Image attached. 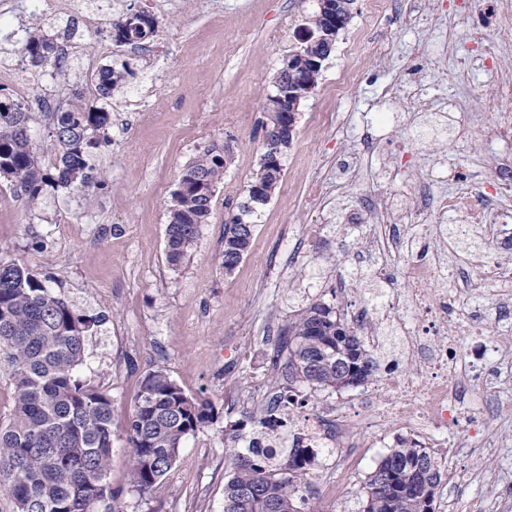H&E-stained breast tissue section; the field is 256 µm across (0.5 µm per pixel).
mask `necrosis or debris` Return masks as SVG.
<instances>
[{"label":"necrosis or debris","mask_w":512,"mask_h":512,"mask_svg":"<svg viewBox=\"0 0 512 512\" xmlns=\"http://www.w3.org/2000/svg\"><path fill=\"white\" fill-rule=\"evenodd\" d=\"M470 39L486 61L487 81L491 86L512 84V75L493 67L499 48L512 43V28L504 27L497 39L486 40L480 29H472ZM501 204L491 207L479 203L470 184L455 193L439 192L434 182L416 185L414 202L401 214H394L388 197H375L362 222L365 227V259L375 275H385L394 257H403L405 286L388 295L370 313L360 315L356 328L370 344H379L381 324L396 323L406 346L396 366L386 371L381 383L388 400L371 416H364L352 403L317 413L295 427L294 432L316 446L343 449L336 465L333 493H340L352 469L348 451L362 447V433L398 429L427 448L443 449L447 437L460 426V405L470 397L473 386L463 384L459 365L476 360L488 370L495 369L512 348V336H487L473 345H462L457 335L460 322L468 320L464 292H448L441 281L448 278V259L438 254L422 259L415 250L417 239L427 235L431 217L464 214L468 223L485 226L490 247L472 257L470 266L477 278L475 288L493 289L499 310L512 309V265L500 262L493 247L504 227L512 223V210L503 203L512 199V167L495 169L491 175Z\"/></svg>","instance_id":"obj_1"}]
</instances>
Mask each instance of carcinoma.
Wrapping results in <instances>:
<instances>
[{"label":"carcinoma","mask_w":512,"mask_h":512,"mask_svg":"<svg viewBox=\"0 0 512 512\" xmlns=\"http://www.w3.org/2000/svg\"><path fill=\"white\" fill-rule=\"evenodd\" d=\"M156 19L145 12L112 21L113 38L133 44L153 36ZM23 53L35 66L59 64L56 44L41 31L27 33ZM311 49L299 44L291 55L295 72L308 70ZM129 70L101 68L94 81L104 97L122 84ZM52 119L57 164L51 174L38 164L30 134L34 119L26 101L0 100V179L34 204L46 186L88 188L94 182L90 149L95 133L110 125V112L85 105L81 96L62 104L40 105ZM230 151L205 149L184 171L186 187L174 193L166 226V252L176 265L209 222L212 199L196 186L201 176L215 189L231 162ZM282 172L259 163L248 189L277 188ZM255 224L238 231L224 225V253L242 261L250 252ZM97 319L78 315L30 268L0 258V366L10 369L11 407L0 415V495L9 497L13 512H99L108 493L97 480L112 460V398L83 381L85 338ZM273 363L278 365L279 395L246 420L230 426L224 453L232 472L224 483V512H319L311 497L310 467L317 451L292 437L278 447L293 407L295 386L339 391L375 378L377 362L341 314L321 303L299 310L281 334ZM214 420L211 401L192 397L164 369L148 373L127 420L131 448L130 481L142 495L152 493L175 465L185 438ZM247 443L241 449L239 443ZM441 467L428 448L400 442L368 476L363 512H434ZM257 492L243 504L239 493Z\"/></svg>","instance_id":"1"}]
</instances>
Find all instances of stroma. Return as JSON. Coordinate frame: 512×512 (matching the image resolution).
<instances>
[{"mask_svg": "<svg viewBox=\"0 0 512 512\" xmlns=\"http://www.w3.org/2000/svg\"><path fill=\"white\" fill-rule=\"evenodd\" d=\"M316 6V0H75L69 13L33 16L16 8L15 34H0V69L21 71L40 98L57 99L66 88L95 106L94 74L106 65L130 69L112 92L108 140L92 156L95 185L83 192L45 187L33 206L0 190V257L47 275L49 288L77 314L98 321L86 338L80 375L112 397L110 512H224L231 470L224 434L272 400L271 358L289 318L312 303L345 314L404 283L402 261L377 278L360 259L363 227L356 218L366 194L391 197L399 211L409 205L408 187L428 171L448 174L444 188L451 191L455 174L476 186L489 170L512 165V144L497 134L499 116H512V97H498L496 113L485 111L495 90L466 38L483 12L480 0H431L420 22L411 19L412 0H388L373 30L390 44L387 61L363 54L357 78L336 100L328 89L368 6L355 0L348 29L299 106L282 180L254 216L252 249L225 273L224 226L246 196L270 124L263 102L296 45L295 31ZM90 10L101 18L94 29L81 21ZM137 11L155 17V34L137 47L115 43L112 18ZM34 27L71 45L62 67H36L23 56L21 35ZM418 44L425 52L416 56ZM417 81L444 100L443 111L408 112L401 99L381 95L388 83ZM380 110L394 113L388 126L374 125ZM223 143L232 161L211 218L188 257L171 265L165 246L173 193L194 157ZM349 163L359 168V181L343 196L313 201L318 173ZM485 242L483 227L451 214L428 234L425 250L444 248L463 261ZM340 268L354 282L344 294L333 286ZM159 368L188 395L211 400L215 419L184 440L172 471L143 496L130 482L126 422L144 377ZM466 412L493 414L486 439L494 447L483 450L472 434H460L464 449L442 478L435 512H512V412L482 394ZM396 441L390 431L381 447L363 449L337 501L326 496L336 466L318 452L311 490L320 512H361V487Z\"/></svg>", "mask_w": 512, "mask_h": 512, "instance_id": "1", "label": "stroma"}]
</instances>
